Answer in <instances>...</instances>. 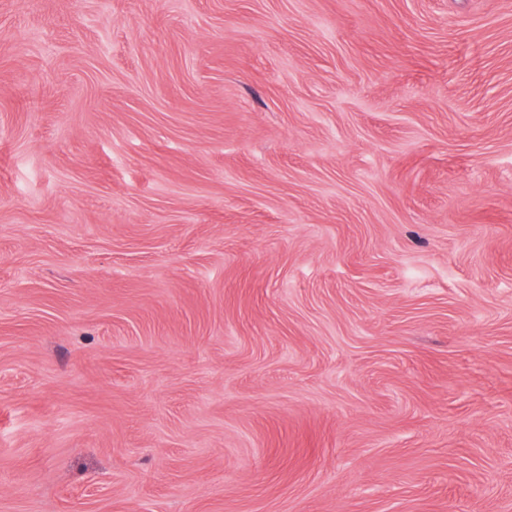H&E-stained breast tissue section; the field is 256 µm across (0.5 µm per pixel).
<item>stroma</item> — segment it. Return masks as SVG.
Returning <instances> with one entry per match:
<instances>
[{
    "label": "stroma",
    "mask_w": 512,
    "mask_h": 512,
    "mask_svg": "<svg viewBox=\"0 0 512 512\" xmlns=\"http://www.w3.org/2000/svg\"><path fill=\"white\" fill-rule=\"evenodd\" d=\"M0 512H512V0H0Z\"/></svg>",
    "instance_id": "obj_1"
}]
</instances>
